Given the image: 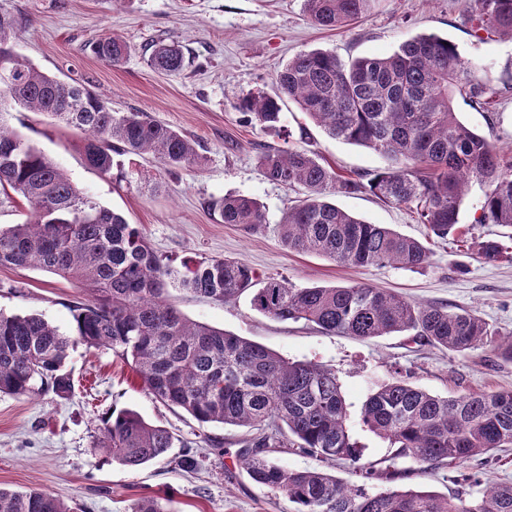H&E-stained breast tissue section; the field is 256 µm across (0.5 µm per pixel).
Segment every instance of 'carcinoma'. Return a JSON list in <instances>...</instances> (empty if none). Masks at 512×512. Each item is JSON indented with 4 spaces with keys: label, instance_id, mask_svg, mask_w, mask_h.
Returning a JSON list of instances; mask_svg holds the SVG:
<instances>
[{
    "label": "carcinoma",
    "instance_id": "carcinoma-1",
    "mask_svg": "<svg viewBox=\"0 0 512 512\" xmlns=\"http://www.w3.org/2000/svg\"><path fill=\"white\" fill-rule=\"evenodd\" d=\"M373 0H303L310 21L335 30L365 15ZM475 32L512 37V0H466ZM16 19L0 10V187L30 207L29 220L0 231V265L34 267L78 281L90 299L74 306L71 334L36 314L0 313V393L31 397L43 388L71 393L66 370L71 346L112 350L131 362L162 404L199 424L244 427L238 456L251 479L277 490L294 512H512V484L469 475L474 493L463 497L425 491L347 484L321 470L293 471L267 458L272 448H294L320 461L358 462L336 373L322 365L290 361L241 336L191 322L167 301L170 287L219 302L251 293L253 310L280 321H304L326 334L361 339L407 332L413 341L463 353L490 345L512 360V333L502 334L466 310L421 304L368 284L298 288L284 277L257 275L238 260L211 259L178 270L154 252L124 216L75 186L60 167L5 125L1 109L14 103L44 112L87 134L88 164L117 181L127 179L116 155L150 154L172 171L200 163L194 144L175 129L140 112H114L82 84H67L15 55ZM101 61L117 65L129 46L121 37L90 43ZM154 69L185 67L183 47L164 38L148 47ZM277 92L251 94L241 110L270 131L280 129L287 97L326 133L385 157L373 174L340 175L304 148L265 150L264 177L305 196L279 224L291 251L314 253L353 267L395 265L415 269L427 248L384 224H371L325 200L327 190L369 191L386 203L415 206L422 223L444 238L456 230L464 189L472 178L487 186L477 224H512V159L463 123L456 94L485 111L492 93L454 44L434 34L404 41L393 53L342 62L327 51L295 55L276 73ZM226 224L255 229L266 223L262 206L248 197L213 204ZM478 254L504 258L486 240ZM363 424L395 448L382 472L356 468L367 479L402 476L400 458L430 466L465 463L512 445V389L448 397L403 381L380 385L368 398ZM166 428L132 410L101 420L94 451L127 467L143 466L174 447ZM188 473L199 467L190 449L175 461ZM0 512H74L44 491L0 487ZM132 512H171L160 499L141 498Z\"/></svg>",
    "mask_w": 512,
    "mask_h": 512
}]
</instances>
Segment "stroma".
<instances>
[{"label":"stroma","mask_w":512,"mask_h":512,"mask_svg":"<svg viewBox=\"0 0 512 512\" xmlns=\"http://www.w3.org/2000/svg\"><path fill=\"white\" fill-rule=\"evenodd\" d=\"M0 6L16 19L15 51L41 71L63 81H86L113 111L147 113L193 140L204 156L202 166L172 172L152 156H132L125 160L129 178L119 183L86 163L83 131L16 104L7 108L12 127L82 191L138 227L172 266L187 259L227 258L247 263L259 278L283 276L299 287L367 283L418 303L470 310L491 328L512 331V262L488 263L477 253L485 239L512 253V225L478 223L483 183L469 182L458 228L445 239L422 224L411 207L383 203L367 192L329 193V201L348 213L421 241L429 251L422 268H355L294 252L282 243L279 223L304 191L265 179L260 150L301 147L344 175L371 173L387 161L370 149L328 137L294 101L283 102L280 134L246 122L239 108L249 94L275 93V74L298 53L327 50L344 61L385 56L413 36L436 34L456 44L493 93L485 112L455 99L460 120L511 156L512 40L476 37L465 20L463 0H375L363 18L332 31L307 19L303 0H0ZM113 34L131 47L114 66L88 49L89 42ZM161 36L187 48L190 62L182 71L161 74L149 67L145 47ZM227 195L257 199L265 224L250 230L222 222L211 203ZM169 295L193 321L287 359L333 369L362 466L379 464L392 453L388 440L361 422L362 407L377 385L402 379L442 397L512 389V360L488 346L455 353L413 342L403 333L368 339L326 334L311 324L260 314L246 294L228 302L178 288ZM85 298L76 281L36 268L0 266V311L5 314H39L66 333L72 306ZM67 368L74 381L69 395L50 389L30 398L0 394V487L45 491L85 512H132L144 496L168 500L173 512H292L283 493L254 483L239 462L236 442L244 437L243 428L202 425L164 406L113 351L76 345ZM113 410H132L166 427L197 453L199 469L185 473L176 467L178 447L138 468L95 452L100 419ZM216 439L223 448L213 447ZM272 458L289 470L317 468L351 484L359 481L344 461L322 462L287 449ZM398 467L405 476L395 480V488L450 496L461 491L459 477L472 465L426 468L405 458Z\"/></svg>","instance_id":"obj_1"}]
</instances>
